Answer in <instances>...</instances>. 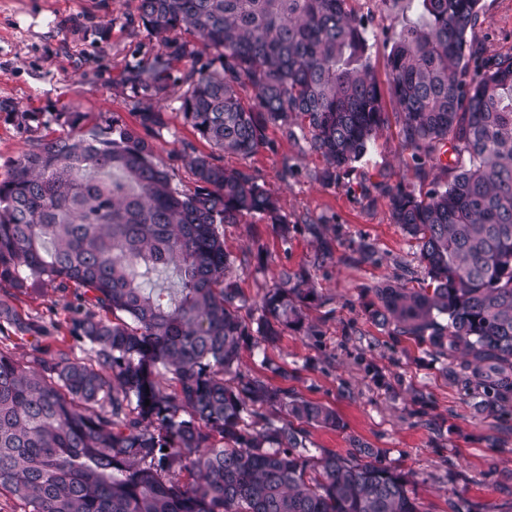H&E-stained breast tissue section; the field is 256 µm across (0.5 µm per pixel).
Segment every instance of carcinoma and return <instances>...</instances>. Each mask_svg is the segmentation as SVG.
Instances as JSON below:
<instances>
[{
	"mask_svg": "<svg viewBox=\"0 0 512 512\" xmlns=\"http://www.w3.org/2000/svg\"><path fill=\"white\" fill-rule=\"evenodd\" d=\"M393 36L387 90L403 149L434 177L425 193L379 185L390 220L418 246L428 284H386L365 308L512 392V56L484 58L471 35L482 0H419ZM150 33L186 32L220 67L178 76L157 58L128 77L139 103L178 87L195 188L180 193L153 145L117 121L104 134L28 144L0 181V285L8 296L80 290L70 331L0 300V495L24 512H424L406 472L361 440L309 454V426L333 409L239 371L242 346L305 327L316 288L282 269L250 323L224 225L257 215L286 238L277 198L247 167L302 138L331 181L361 162L387 122L370 37L350 0H137ZM253 102L245 104L244 91ZM150 405H145V400Z\"/></svg>",
	"mask_w": 512,
	"mask_h": 512,
	"instance_id": "1",
	"label": "carcinoma"
}]
</instances>
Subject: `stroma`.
<instances>
[{"mask_svg":"<svg viewBox=\"0 0 512 512\" xmlns=\"http://www.w3.org/2000/svg\"><path fill=\"white\" fill-rule=\"evenodd\" d=\"M473 41L487 56L512 55V0H482ZM372 36L371 56L385 71L393 34L414 16V0H351ZM135 0H0V179L33 140L67 132L102 133L113 121L139 128L127 82L135 65L167 56L168 47L136 22ZM179 90L148 100L163 126L144 131L173 187L194 188L181 158L184 144L206 150L185 123ZM355 169L327 185L323 162L303 140L269 128L272 148L248 159L224 156L228 167H249L278 198L295 228L281 238L259 217L224 227V247L237 263L244 315L260 314V300L281 268L301 272L319 299L306 311L308 329L285 330L275 344L249 342L240 369L269 377L290 393L322 403L340 416L338 430L313 427L308 446L346 453L359 439L381 449L387 464L409 472L410 488L426 512H450L461 496L480 512H512V394L449 362L428 344L372 324L364 311L378 284L421 286L417 245L392 224L377 184L427 185L401 147L394 108ZM290 158L295 175L282 174ZM320 227L314 238L309 224ZM249 264H241L243 254ZM74 291L51 290L13 300V308L48 331L51 346L88 349L70 334ZM288 371L272 373V366Z\"/></svg>","mask_w":512,"mask_h":512,"instance_id":"stroma-1","label":"stroma"}]
</instances>
